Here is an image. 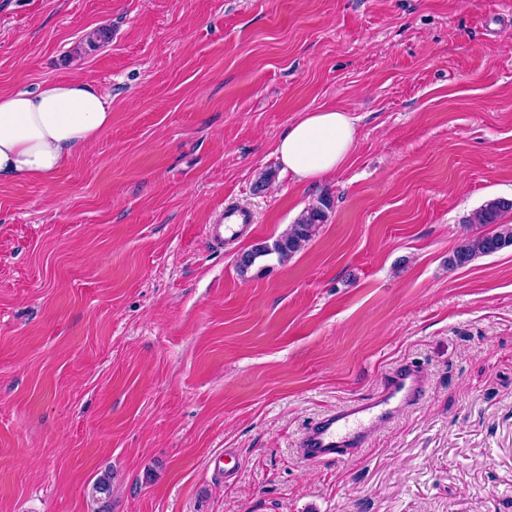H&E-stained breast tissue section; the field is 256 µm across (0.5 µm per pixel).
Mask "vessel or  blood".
I'll return each instance as SVG.
<instances>
[{
    "label": "vessel or blood",
    "instance_id": "1",
    "mask_svg": "<svg viewBox=\"0 0 512 512\" xmlns=\"http://www.w3.org/2000/svg\"><path fill=\"white\" fill-rule=\"evenodd\" d=\"M252 222L250 211L228 206L218 214L215 223L206 225V237L220 246L239 239ZM423 389L424 376L416 366L398 365L372 398L352 403L314 422L301 439L300 457L311 462H334L349 456L364 444L372 429L391 419L401 408L412 405Z\"/></svg>",
    "mask_w": 512,
    "mask_h": 512
}]
</instances>
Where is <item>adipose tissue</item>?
Returning a JSON list of instances; mask_svg holds the SVG:
<instances>
[{
    "mask_svg": "<svg viewBox=\"0 0 512 512\" xmlns=\"http://www.w3.org/2000/svg\"><path fill=\"white\" fill-rule=\"evenodd\" d=\"M111 124L107 96L83 79L0 94V183L50 179ZM354 141L349 112L323 108L292 123L274 152L284 171L308 181L336 171Z\"/></svg>",
    "mask_w": 512,
    "mask_h": 512,
    "instance_id": "1",
    "label": "adipose tissue"
}]
</instances>
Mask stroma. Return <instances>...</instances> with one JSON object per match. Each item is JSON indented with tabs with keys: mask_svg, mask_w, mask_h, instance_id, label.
Segmentation results:
<instances>
[{
	"mask_svg": "<svg viewBox=\"0 0 512 512\" xmlns=\"http://www.w3.org/2000/svg\"><path fill=\"white\" fill-rule=\"evenodd\" d=\"M72 77L111 127L0 184V512H512V248L448 266L512 198V0H0V93ZM321 108L354 148L299 181L274 145ZM323 197L303 249L238 271ZM230 203L253 229L210 246ZM401 363L413 406L298 457Z\"/></svg>",
	"mask_w": 512,
	"mask_h": 512,
	"instance_id": "stroma-1",
	"label": "stroma"
}]
</instances>
